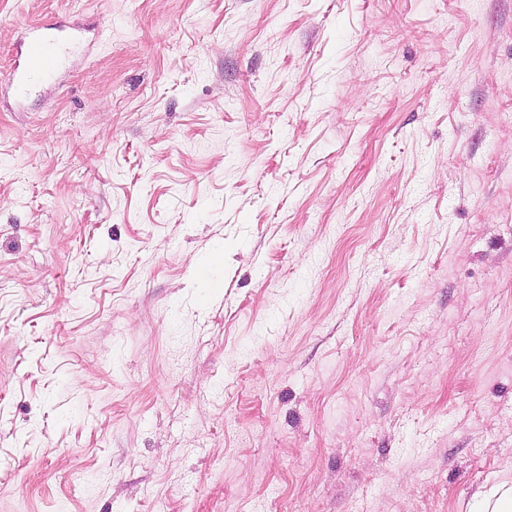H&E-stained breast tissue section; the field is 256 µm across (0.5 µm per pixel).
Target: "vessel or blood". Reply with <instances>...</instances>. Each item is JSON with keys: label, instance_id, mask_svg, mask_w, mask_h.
<instances>
[{"label": "vessel or blood", "instance_id": "obj_1", "mask_svg": "<svg viewBox=\"0 0 512 512\" xmlns=\"http://www.w3.org/2000/svg\"><path fill=\"white\" fill-rule=\"evenodd\" d=\"M76 43V36L64 38L45 26L27 25L24 41L5 78L14 100L26 99L45 82L56 79Z\"/></svg>", "mask_w": 512, "mask_h": 512}]
</instances>
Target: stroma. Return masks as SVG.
Returning <instances> with one entry per match:
<instances>
[{"instance_id": "stroma-1", "label": "stroma", "mask_w": 512, "mask_h": 512, "mask_svg": "<svg viewBox=\"0 0 512 512\" xmlns=\"http://www.w3.org/2000/svg\"><path fill=\"white\" fill-rule=\"evenodd\" d=\"M0 512H473L512 486V0H0ZM50 30L64 32L60 27L26 25L20 52H17L16 59L4 78L16 101L28 98L45 82L56 79L67 56L76 46L77 37L74 34L62 38L48 32Z\"/></svg>"}]
</instances>
